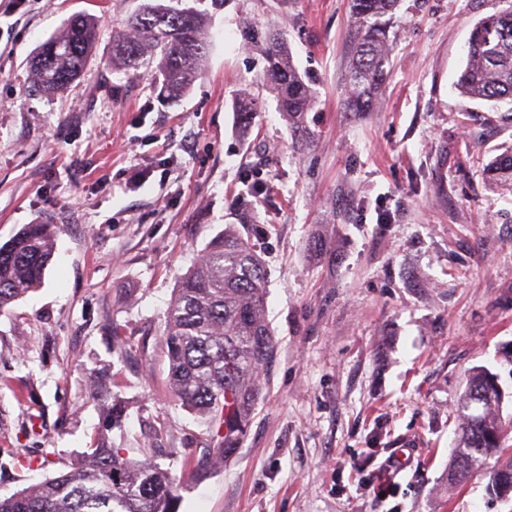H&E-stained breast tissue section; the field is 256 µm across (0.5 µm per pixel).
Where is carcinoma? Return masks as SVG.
<instances>
[{"instance_id":"cac0c4a2","label":"carcinoma","mask_w":512,"mask_h":512,"mask_svg":"<svg viewBox=\"0 0 512 512\" xmlns=\"http://www.w3.org/2000/svg\"><path fill=\"white\" fill-rule=\"evenodd\" d=\"M145 0L112 34V66L152 68L166 97L184 95L201 74L206 56L208 12L176 0ZM399 0H350L354 54L345 73L347 112H369L393 66L389 18ZM98 20L70 19L38 49L28 78L46 94L66 90L85 69ZM264 79L288 124H304L315 98L278 38L265 47ZM468 100L512 104V5L481 19L471 30L467 63L456 82ZM243 124L254 104L247 94L235 102ZM489 180L512 181V151L487 165ZM51 225H25L0 246V311L40 286L53 251ZM266 274L251 243L233 231L213 238L179 279L163 332L172 393L185 408L224 426L212 454L222 460L240 444L261 391L260 373L274 341L266 318ZM494 376L469 380L461 411V439L448 469L450 481L465 483L486 470L497 497L512 490V454L504 456L507 424L495 412L501 394ZM177 478L160 467L124 458L101 443L62 472L0 497V512H175Z\"/></svg>"}]
</instances>
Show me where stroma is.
Instances as JSON below:
<instances>
[{"label": "stroma", "instance_id": "35a3bbf8", "mask_svg": "<svg viewBox=\"0 0 512 512\" xmlns=\"http://www.w3.org/2000/svg\"><path fill=\"white\" fill-rule=\"evenodd\" d=\"M141 2L0 0V245L56 231L40 287L0 312V495L102 436L175 475L215 446L170 393L163 331L231 224L264 265L274 354L238 449L183 481L178 512H512L487 474L448 480L470 375L493 374L512 417V184L483 175L512 149V105L455 88L503 0H400L364 113L343 109L350 0H224L175 103L112 71V32ZM82 12L101 21L89 67L64 95L33 92L37 47ZM272 33L315 95L299 128L263 80ZM117 401L125 424L104 432ZM403 449L392 496L357 491Z\"/></svg>", "mask_w": 512, "mask_h": 512}]
</instances>
